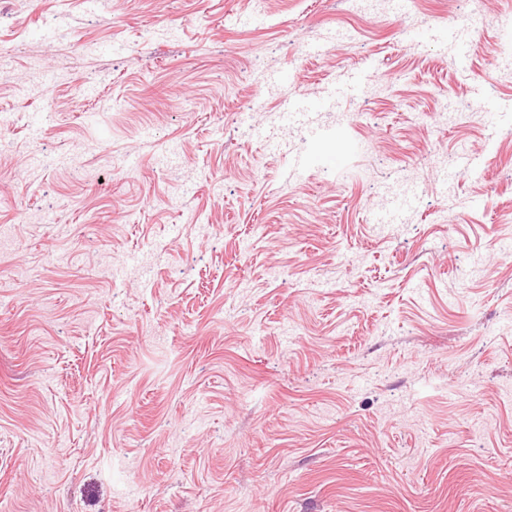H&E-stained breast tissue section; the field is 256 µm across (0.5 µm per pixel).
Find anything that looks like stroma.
<instances>
[{
  "instance_id": "obj_1",
  "label": "stroma",
  "mask_w": 512,
  "mask_h": 512,
  "mask_svg": "<svg viewBox=\"0 0 512 512\" xmlns=\"http://www.w3.org/2000/svg\"><path fill=\"white\" fill-rule=\"evenodd\" d=\"M510 15L0 0V512H512Z\"/></svg>"
}]
</instances>
